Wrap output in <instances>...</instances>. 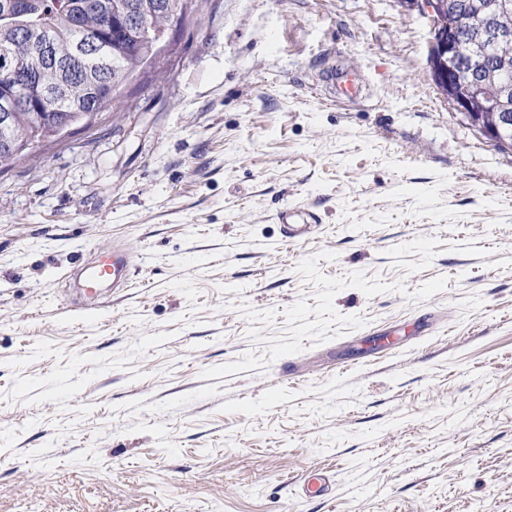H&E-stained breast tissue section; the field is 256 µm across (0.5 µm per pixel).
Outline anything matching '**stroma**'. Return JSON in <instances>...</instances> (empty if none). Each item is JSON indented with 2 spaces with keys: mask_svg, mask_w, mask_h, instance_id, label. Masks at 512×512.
Segmentation results:
<instances>
[{
  "mask_svg": "<svg viewBox=\"0 0 512 512\" xmlns=\"http://www.w3.org/2000/svg\"><path fill=\"white\" fill-rule=\"evenodd\" d=\"M431 27L207 0L123 110L0 171V512H512V151L439 93ZM116 244L130 285L84 316ZM279 223L283 224L284 239L287 242L308 235L316 224V218L309 211L291 208L283 210L278 216ZM132 261L128 252L118 246L101 254L85 269L84 292L96 302L99 286L112 281V288H126L131 280Z\"/></svg>",
  "mask_w": 512,
  "mask_h": 512,
  "instance_id": "stroma-1",
  "label": "stroma"
}]
</instances>
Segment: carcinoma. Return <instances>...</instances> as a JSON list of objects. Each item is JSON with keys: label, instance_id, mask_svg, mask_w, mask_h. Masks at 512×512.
<instances>
[{"label": "carcinoma", "instance_id": "cac0c4a2", "mask_svg": "<svg viewBox=\"0 0 512 512\" xmlns=\"http://www.w3.org/2000/svg\"><path fill=\"white\" fill-rule=\"evenodd\" d=\"M101 0H0V51H8V58H0V92L19 82L10 73V66L22 61L31 66L38 83L51 89L59 83L66 86V98L59 102L56 111L48 116L51 122L78 123L88 111L91 98L102 101L105 108H122L125 105L123 86L129 75L143 68L153 58L152 46L163 41L168 30L186 13L202 11L201 0H154L155 9L147 16L145 32L131 38L119 26L112 30V42L121 48L112 57L98 59L90 56L82 68L66 71L59 67L45 66L34 55L30 37L46 33L51 36L53 54L64 63L76 52L78 45L103 33ZM458 13L453 21L462 22L469 17L473 6L478 5L487 17L494 15L495 0H457ZM502 68L498 79L512 87V35L495 50ZM476 59L473 47L463 41L458 49L459 71L466 72ZM33 108H19L15 114V128L21 133L37 137L50 136L47 126L37 125Z\"/></svg>", "mask_w": 512, "mask_h": 512}]
</instances>
